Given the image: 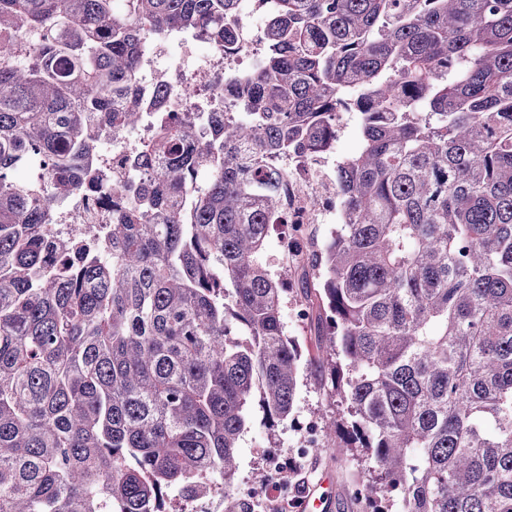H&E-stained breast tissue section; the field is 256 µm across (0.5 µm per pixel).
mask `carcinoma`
<instances>
[{"label":"carcinoma","instance_id":"1","mask_svg":"<svg viewBox=\"0 0 512 512\" xmlns=\"http://www.w3.org/2000/svg\"><path fill=\"white\" fill-rule=\"evenodd\" d=\"M240 0H0V512H162L234 493L258 401L294 410L283 277L318 272L363 512H512V0H264L247 112L155 113L100 181L102 139L155 109L136 68L172 30L235 40ZM340 223L275 276L288 223L275 156L331 153ZM43 162L44 180L20 167ZM146 171L125 181L120 170ZM106 193L112 224L47 247L52 203Z\"/></svg>","mask_w":512,"mask_h":512}]
</instances>
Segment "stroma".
I'll list each match as a JSON object with an SVG mask.
<instances>
[{"label":"stroma","instance_id":"35a3bbf8","mask_svg":"<svg viewBox=\"0 0 512 512\" xmlns=\"http://www.w3.org/2000/svg\"><path fill=\"white\" fill-rule=\"evenodd\" d=\"M316 297L305 296L297 280H290L282 306V319L288 336L294 338L302 352L295 411L292 420L266 428L259 407H252L250 427L242 436L237 450L238 470L234 483L239 494L225 498L223 512H239L238 503L248 500L254 512H266L269 499H277L281 512H309L308 497L321 499L319 512H362L356 488L361 472L356 461L339 459L324 448L302 459H294L293 450L300 443V423L305 419L325 420L334 407L325 394L330 377L323 367L312 362L327 331L316 316ZM294 461L291 485H283L267 476L265 458L269 451Z\"/></svg>","mask_w":512,"mask_h":512}]
</instances>
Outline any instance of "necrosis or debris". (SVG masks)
I'll return each mask as SVG.
<instances>
[{
	"instance_id": "obj_1",
	"label": "necrosis or debris",
	"mask_w": 512,
	"mask_h": 512,
	"mask_svg": "<svg viewBox=\"0 0 512 512\" xmlns=\"http://www.w3.org/2000/svg\"><path fill=\"white\" fill-rule=\"evenodd\" d=\"M252 13L251 0H244L238 16L236 48L213 47L211 57L204 65L195 61L197 40L192 35L178 37L181 51L174 56L170 55L167 42H150L144 53L146 70L137 78L140 95L155 96L159 80L147 77L146 71L166 57L170 60L171 87L161 105L162 111L194 119L205 112H243L242 99L228 93L227 87L234 77L256 70L261 64L262 33L252 26ZM272 165L289 173L285 202L292 233H299L302 227L310 224H328L335 219L336 198L328 193L336 169L335 160L324 157L305 162L281 156L273 159ZM106 219V213L90 207L88 196L64 198L54 206L50 236L65 240L78 226L101 224Z\"/></svg>"
}]
</instances>
